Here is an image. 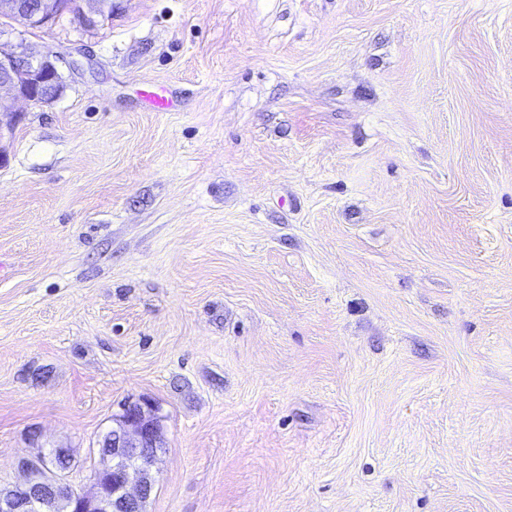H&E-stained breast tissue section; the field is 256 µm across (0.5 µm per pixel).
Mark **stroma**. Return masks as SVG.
Masks as SVG:
<instances>
[{"mask_svg": "<svg viewBox=\"0 0 512 512\" xmlns=\"http://www.w3.org/2000/svg\"><path fill=\"white\" fill-rule=\"evenodd\" d=\"M112 6L0 138V489L147 400L145 512H512V0Z\"/></svg>", "mask_w": 512, "mask_h": 512, "instance_id": "35a3bbf8", "label": "stroma"}]
</instances>
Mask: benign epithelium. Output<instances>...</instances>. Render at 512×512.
<instances>
[{
  "instance_id": "benign-epithelium-1",
  "label": "benign epithelium",
  "mask_w": 512,
  "mask_h": 512,
  "mask_svg": "<svg viewBox=\"0 0 512 512\" xmlns=\"http://www.w3.org/2000/svg\"><path fill=\"white\" fill-rule=\"evenodd\" d=\"M67 11L64 0H0V18L26 28H40ZM112 15V0H82L78 14L85 28ZM13 28L0 26V40L14 38L13 48L0 51V88L9 87L14 97L33 105H45L61 96L64 78L48 55L30 51L26 41L14 37ZM19 118L14 101L0 97V136ZM164 447L158 408L146 402H128L116 426L98 440L100 467L94 470L89 490H78L66 477H49L56 459L70 456L66 448H40L34 458L22 462L26 480L0 492V512H55L66 500L72 512H141L151 498L156 478L152 469Z\"/></svg>"
}]
</instances>
